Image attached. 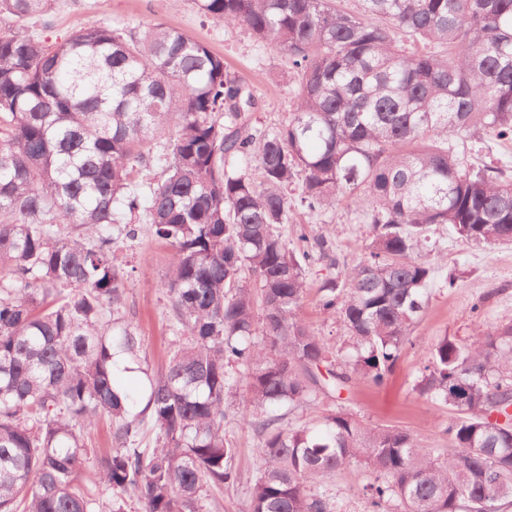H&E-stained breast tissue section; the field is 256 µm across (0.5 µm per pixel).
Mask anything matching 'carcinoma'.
<instances>
[{
  "instance_id": "carcinoma-1",
  "label": "carcinoma",
  "mask_w": 512,
  "mask_h": 512,
  "mask_svg": "<svg viewBox=\"0 0 512 512\" xmlns=\"http://www.w3.org/2000/svg\"><path fill=\"white\" fill-rule=\"evenodd\" d=\"M288 57L295 106L251 125L256 99L224 58L162 23L91 25L55 45L0 33V512H204L236 480L224 406L261 460L245 512H335L327 479L359 466L370 512L512 506V320L441 336L415 393L448 406V454L339 409L286 412L354 380L383 386L429 301L430 227L512 242V157L468 165L456 143L512 140V0H197ZM50 0H0L17 20ZM363 200L366 256L320 289L343 357L301 316L306 268L332 243L279 226ZM135 224L173 250L166 369L142 402L113 357L141 364L117 256ZM110 422L92 493L85 430ZM154 447L143 448L146 431Z\"/></svg>"
}]
</instances>
